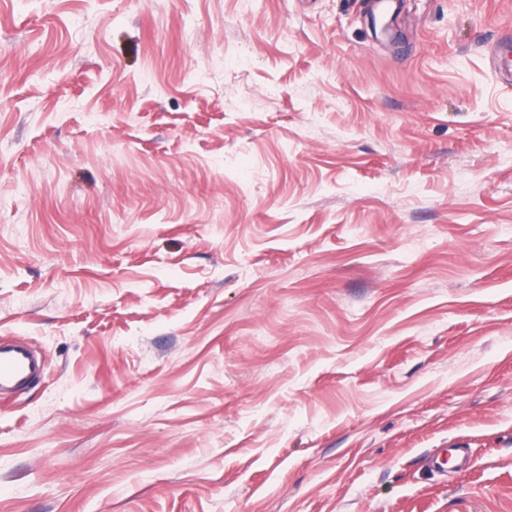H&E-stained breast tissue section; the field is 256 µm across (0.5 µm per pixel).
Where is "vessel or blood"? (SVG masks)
Segmentation results:
<instances>
[{"instance_id": "obj_1", "label": "vessel or blood", "mask_w": 512, "mask_h": 512, "mask_svg": "<svg viewBox=\"0 0 512 512\" xmlns=\"http://www.w3.org/2000/svg\"><path fill=\"white\" fill-rule=\"evenodd\" d=\"M46 360L31 343L0 336V399L21 394L43 379Z\"/></svg>"}]
</instances>
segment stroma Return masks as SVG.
I'll return each mask as SVG.
<instances>
[{
    "mask_svg": "<svg viewBox=\"0 0 512 512\" xmlns=\"http://www.w3.org/2000/svg\"><path fill=\"white\" fill-rule=\"evenodd\" d=\"M512 0H0V512H512ZM466 446L469 467L425 456ZM43 354L28 341L0 336V399L21 394L46 372Z\"/></svg>",
    "mask_w": 512,
    "mask_h": 512,
    "instance_id": "obj_1",
    "label": "stroma"
}]
</instances>
